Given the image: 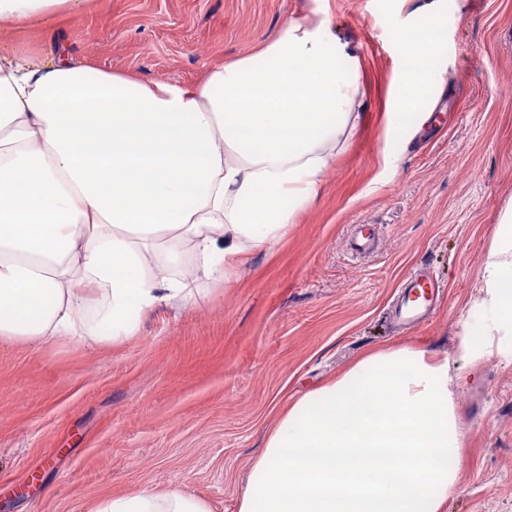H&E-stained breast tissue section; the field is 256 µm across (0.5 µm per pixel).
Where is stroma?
I'll use <instances>...</instances> for the list:
<instances>
[{
    "instance_id": "stroma-1",
    "label": "stroma",
    "mask_w": 512,
    "mask_h": 512,
    "mask_svg": "<svg viewBox=\"0 0 512 512\" xmlns=\"http://www.w3.org/2000/svg\"><path fill=\"white\" fill-rule=\"evenodd\" d=\"M414 5L93 0L16 31L25 51L190 84L284 23L325 17L358 59L365 120L293 224L193 303L152 312L112 345L0 342V512H92L173 488L237 512L277 413L391 345L448 361L464 461L443 512H512V357L469 367L459 352L495 224L512 207V0H446L438 118L394 147L385 103L404 62L393 34ZM421 264L445 298L425 325L393 334L392 299Z\"/></svg>"
}]
</instances>
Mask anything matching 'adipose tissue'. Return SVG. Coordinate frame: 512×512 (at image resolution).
Masks as SVG:
<instances>
[{"label": "adipose tissue", "instance_id": "adipose-tissue-1", "mask_svg": "<svg viewBox=\"0 0 512 512\" xmlns=\"http://www.w3.org/2000/svg\"><path fill=\"white\" fill-rule=\"evenodd\" d=\"M89 0H0V24L49 25ZM394 42L405 62L390 135L426 121L442 0H418ZM328 19L285 24L254 55L184 85L16 49L0 34V340L112 344L184 305L246 251L275 241L319 192L363 117ZM460 338L473 363L512 351V208ZM192 260L196 277L181 273ZM462 455L448 362L374 350L281 412L238 512H442ZM95 512H210L178 489Z\"/></svg>", "mask_w": 512, "mask_h": 512}]
</instances>
